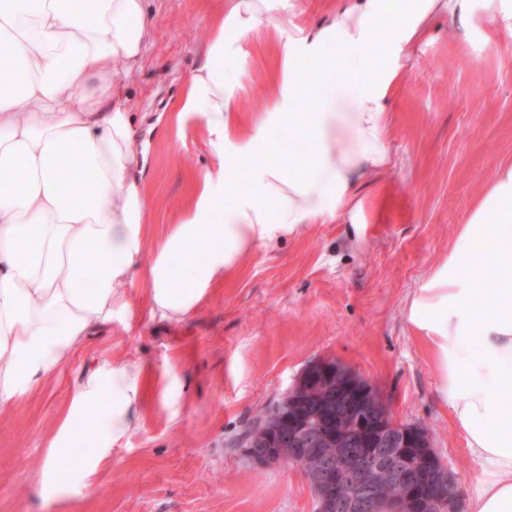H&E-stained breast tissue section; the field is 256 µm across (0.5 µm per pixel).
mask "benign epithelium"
Listing matches in <instances>:
<instances>
[{
  "instance_id": "obj_1",
  "label": "benign epithelium",
  "mask_w": 512,
  "mask_h": 512,
  "mask_svg": "<svg viewBox=\"0 0 512 512\" xmlns=\"http://www.w3.org/2000/svg\"><path fill=\"white\" fill-rule=\"evenodd\" d=\"M272 413L247 454L260 468L298 467L317 512H461L457 474L431 448L429 434L395 420L351 367L327 359L309 363ZM426 477L438 483L430 497L419 491ZM392 481L400 494L382 496L380 487Z\"/></svg>"
}]
</instances>
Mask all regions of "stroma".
<instances>
[{"label":"stroma","mask_w":512,"mask_h":512,"mask_svg":"<svg viewBox=\"0 0 512 512\" xmlns=\"http://www.w3.org/2000/svg\"><path fill=\"white\" fill-rule=\"evenodd\" d=\"M337 0H269V17L315 25ZM218 0H153L147 59L121 83L147 144V251L185 207L211 158L203 128L178 137L171 102L198 65ZM281 39L235 44L237 117L248 128L275 93ZM389 102L386 178H368L360 218L340 213L277 250L255 246L205 303L169 323L117 314L32 394L0 407V512H316L298 468H257L241 445L254 417L317 359L351 366L401 421L426 425L467 493L476 464L451 427L426 341L408 319L494 168L512 162V38L470 15L434 22ZM136 357L150 379L137 426L112 446L92 489L37 490L48 445L80 383L103 359Z\"/></svg>","instance_id":"stroma-1"}]
</instances>
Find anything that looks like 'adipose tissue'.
Listing matches in <instances>:
<instances>
[{"instance_id": "obj_1", "label": "adipose tissue", "mask_w": 512, "mask_h": 512, "mask_svg": "<svg viewBox=\"0 0 512 512\" xmlns=\"http://www.w3.org/2000/svg\"><path fill=\"white\" fill-rule=\"evenodd\" d=\"M413 2L348 0L325 25L290 33L275 105L241 131L224 28L249 37L268 0H223L171 107L178 132L205 127L213 158L144 270L145 157L117 80L144 64L150 0H0V404L33 392L86 336L130 312L138 281L150 318L178 320L253 246L361 210L358 184L390 168L386 102L402 61L431 19L472 7ZM299 55L309 68L298 73L288 64ZM283 124L301 151L271 145L270 128ZM256 153L263 163L249 166ZM89 254L98 272L86 268ZM408 316L477 466L468 512H512V163L495 169ZM147 376L131 357L85 377L50 443L41 494L91 486L134 425ZM63 448L86 454L63 466Z\"/></svg>"}]
</instances>
